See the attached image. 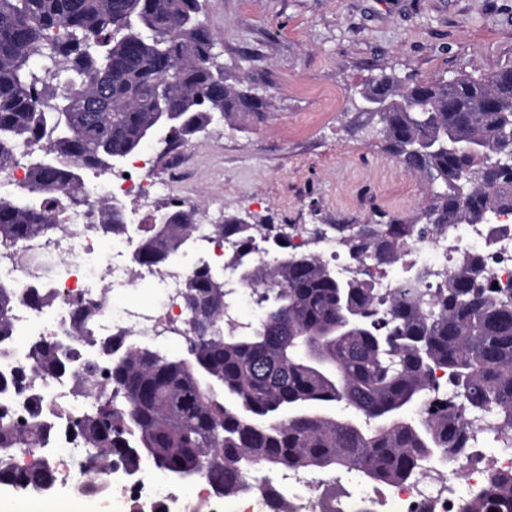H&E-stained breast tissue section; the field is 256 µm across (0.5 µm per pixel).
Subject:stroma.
I'll use <instances>...</instances> for the list:
<instances>
[{
    "mask_svg": "<svg viewBox=\"0 0 512 512\" xmlns=\"http://www.w3.org/2000/svg\"><path fill=\"white\" fill-rule=\"evenodd\" d=\"M203 15L230 80L269 103L263 119L241 113L178 145L148 144L169 199L213 224L415 218L427 187L362 125L355 87L512 65V0H203Z\"/></svg>",
    "mask_w": 512,
    "mask_h": 512,
    "instance_id": "obj_1",
    "label": "stroma"
}]
</instances>
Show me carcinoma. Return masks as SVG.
<instances>
[{
	"label": "carcinoma",
	"mask_w": 512,
	"mask_h": 512,
	"mask_svg": "<svg viewBox=\"0 0 512 512\" xmlns=\"http://www.w3.org/2000/svg\"><path fill=\"white\" fill-rule=\"evenodd\" d=\"M201 11V0H0V243L61 231L50 220L54 194L65 191L72 207L86 200L84 171L112 172V158L138 152L165 110L178 139L216 117L264 116L265 99L209 65L213 35ZM45 52L75 81L57 85L35 68ZM172 72L176 81L158 94ZM364 89L391 102L379 133L428 185L430 223L344 224L351 258L393 266L412 238L512 210V170L498 165L512 153V66L453 88L402 87L383 74ZM21 162L30 179L12 191L8 175ZM97 218L125 232L109 199L98 201ZM256 228L235 216L211 225L237 241L227 267L251 255ZM195 231L179 217L141 227L136 260L176 254ZM275 240L277 254L253 264L255 324L227 318L233 291L197 267L185 300L207 306L210 327L186 337L184 356L119 341L102 345L112 351L106 365L81 350L94 343L82 324L62 341H31L24 364L0 377V394L62 373L91 393L102 374L104 398L67 420L69 440L82 448L77 470L147 463L172 483L203 478L219 497L244 493L262 470L354 471L389 485L450 459L463 466L472 452L467 421L487 414L488 431L512 435V288H493L482 259L466 253L440 282L395 294L367 273L337 279L330 263L291 249L286 233ZM292 253L296 261L282 262ZM20 296L34 298L0 288V343L10 339L8 312ZM350 313L361 323L344 326ZM45 402L29 395L24 416L0 405V487L12 493L43 495L60 482ZM337 405L354 417H336ZM493 509L512 512V475L491 473L460 512Z\"/></svg>",
	"instance_id": "cac0c4a2"
}]
</instances>
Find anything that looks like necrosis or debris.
I'll use <instances>...</instances> for the list:
<instances>
[{
  "label": "necrosis or debris",
  "mask_w": 512,
  "mask_h": 512,
  "mask_svg": "<svg viewBox=\"0 0 512 512\" xmlns=\"http://www.w3.org/2000/svg\"><path fill=\"white\" fill-rule=\"evenodd\" d=\"M151 157L141 153L123 171L114 172L102 186L101 196H90L79 208L61 205L53 208L54 223L62 231L49 238H33L22 245H0V286L27 290L39 288L51 294L48 305L38 308L17 303L11 320V336L58 339L74 326L73 313L78 307L89 309L87 319L93 335L103 338L128 336L138 342L163 343L184 340L187 312L183 293L196 266L195 259L209 256L225 258L234 253L237 243L230 238L210 234L207 225L197 227L195 246L183 252L181 259L158 265H141L135 260L137 244L129 235H106L97 227L96 205L105 197L114 202L133 198L150 206L161 188L151 175ZM506 232L492 234L487 224H455L435 238L409 240L403 255L410 262L421 263L431 281H439L454 266L459 255L470 253L485 261L492 283L512 286V211L503 212ZM319 245L325 259H336V273L343 278L362 277L366 266L360 262L338 260L339 249L333 238L319 235L306 225L291 238L297 250ZM151 283L156 297L152 302H120L116 291H128ZM32 391L47 395L50 408L61 416L80 412L86 406L84 395L66 376L34 378ZM486 420L470 421L474 461L465 471L456 466H436L420 471L415 478L389 486L380 512H413L429 507L431 512H457L458 484L476 488L493 472L512 471V452L486 454L483 438ZM329 475L316 471L279 470L272 478L256 474L250 477L249 494L233 499H213L207 482H200L194 497L174 500L170 483L156 471L144 468L127 473L124 480L111 484L107 473L87 478L85 489L100 496L120 492L130 512H154L157 503L173 505V512H259L268 488L283 495L291 512H324L319 492Z\"/></svg>",
  "instance_id": "necrosis-or-debris-1"
}]
</instances>
